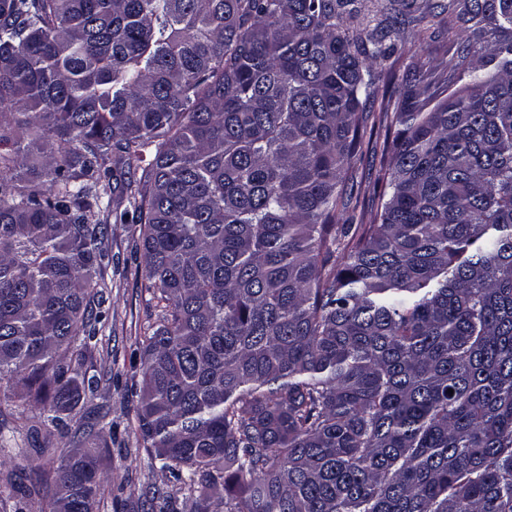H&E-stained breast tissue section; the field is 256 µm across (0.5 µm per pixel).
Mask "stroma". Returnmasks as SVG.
Listing matches in <instances>:
<instances>
[{"label":"stroma","instance_id":"35a3bbf8","mask_svg":"<svg viewBox=\"0 0 512 512\" xmlns=\"http://www.w3.org/2000/svg\"><path fill=\"white\" fill-rule=\"evenodd\" d=\"M106 244L115 260L108 268L103 311L105 325L80 368L98 382L95 404L110 408V436L99 440L105 478L99 512H151L153 492L167 495L173 512H189L187 492L161 462L151 461L126 394L141 371L139 344L159 311L145 288L143 246L135 224H109ZM20 409L0 398V426L16 429V444L0 454V482L13 477L29 487L39 484L69 449V440L53 426H41L38 439L18 426Z\"/></svg>","mask_w":512,"mask_h":512}]
</instances>
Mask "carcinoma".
Here are the masks:
<instances>
[{"instance_id":"1","label":"carcinoma","mask_w":512,"mask_h":512,"mask_svg":"<svg viewBox=\"0 0 512 512\" xmlns=\"http://www.w3.org/2000/svg\"><path fill=\"white\" fill-rule=\"evenodd\" d=\"M410 25L448 74L373 69ZM108 210L161 308L135 420L190 512H512V0H0V389L66 434ZM91 437L44 512L99 508ZM351 167L356 180L361 185L360 205L356 211L357 221L363 219L364 223H369L376 209L371 208V194L374 180L379 169V156L374 158L371 154L357 156L351 161ZM373 212V213H372Z\"/></svg>"}]
</instances>
